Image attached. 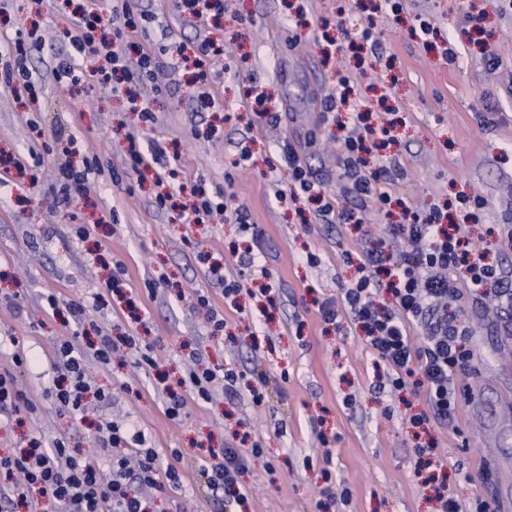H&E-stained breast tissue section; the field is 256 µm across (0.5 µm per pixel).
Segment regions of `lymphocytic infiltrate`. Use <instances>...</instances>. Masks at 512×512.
Returning <instances> with one entry per match:
<instances>
[{
  "label": "lymphocytic infiltrate",
  "instance_id": "lymphocytic-infiltrate-1",
  "mask_svg": "<svg viewBox=\"0 0 512 512\" xmlns=\"http://www.w3.org/2000/svg\"><path fill=\"white\" fill-rule=\"evenodd\" d=\"M151 20L141 8V0H120L105 12L81 9L68 15L63 37L69 49L57 65V79H69L74 86L85 81L118 95L126 83L153 79L159 68L175 72L191 64L199 69L198 79L206 80L202 67L219 54L214 42L196 40L192 47H178L167 61H159L155 50L133 39ZM29 52L24 36H16L11 43L12 62L0 66V84L10 87L20 100L38 97L27 65ZM393 129L391 122L372 124L359 113L340 140L345 178L341 190L356 199L355 207H336L293 151L288 154V187L276 190V197L307 198L317 203L320 216L335 217L340 224L359 226L366 212H386L392 205L391 187L399 174L397 166L388 165L384 155L394 139ZM164 153L159 145L152 153H145L139 137L127 135L121 164L110 168L108 177L116 183L153 170L156 159ZM191 192L198 201L191 211L180 212L184 223H199L204 213L228 212L242 232L259 239L256 226L249 224L240 210L229 209L222 197L206 195L199 184L192 186ZM482 205L480 197L458 196V220L450 224L439 208L420 210L401 202L402 222L387 227L393 249L373 243L365 246L351 287L343 289L340 299H327L318 308L322 321L334 328H341L346 320L361 326L367 345L385 368V384L391 393L405 391L423 398L425 410L405 415L404 421L413 431L414 452L419 467L424 469L433 467L437 456L438 442L429 436L431 426L457 430L459 412L470 398L459 381L474 367V329L452 312V305L467 292L478 299L493 297L499 308H512V270L485 262L463 229L464 224L477 222V210ZM384 291L391 293V304L380 302ZM415 325L424 330L417 341L411 336ZM124 347L134 352V367L149 373L158 370L152 346L140 337H99L90 355L72 337L59 344L57 356L66 374L50 389V397L70 417L82 419L86 393H94L100 400L106 397L103 390L90 386L87 357H94L107 369ZM241 378L235 368L223 365L190 370L179 380L177 390L167 391L164 412L169 419L179 420L187 400L210 401L217 387L225 398H238ZM98 432L99 455L108 456V469L100 468L98 455L70 447L61 438L48 441L37 435L28 449L0 456V472L22 477L23 485L17 493L20 501H27L36 492L60 512H144L138 489L155 487L162 477L173 487L182 483L188 464L181 449H170V461L162 470L156 450L136 428L112 421L99 427ZM261 453L256 443L246 455L235 448L225 449L220 460L202 468L208 488L222 491L225 504L237 510L245 506L248 495L242 491L239 478L246 468L247 455Z\"/></svg>",
  "mask_w": 512,
  "mask_h": 512
}]
</instances>
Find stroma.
I'll list each match as a JSON object with an SVG mask.
<instances>
[{"label": "stroma", "mask_w": 512, "mask_h": 512, "mask_svg": "<svg viewBox=\"0 0 512 512\" xmlns=\"http://www.w3.org/2000/svg\"><path fill=\"white\" fill-rule=\"evenodd\" d=\"M222 3L224 16L215 22L178 14L175 0H143L156 16L143 42L166 35L189 44L202 36L223 49L205 65L210 99H201L178 72L162 80L159 95L140 86V97L150 98L157 117L148 125L107 90L76 91L57 81L55 59L66 48L60 38L62 0H41L29 11L25 0H0V47L19 31L40 39L28 61L38 112L0 86V155L37 160L39 175L30 189L0 184V371H11L32 402L15 422L0 424V455L32 432L66 438L89 452L96 446V425L117 421L144 432L159 466L167 465L173 448L182 449L191 465L180 488L142 490L147 512H225L222 493L207 488L199 470L211 451L227 445L249 456L240 480L250 512H320V491L327 485L350 492L348 501L332 503L327 512H434L402 421L405 407L390 392L375 390L376 359L360 328L348 322L340 331H326L318 313L320 302L349 287L366 240L385 238L388 220L369 212L359 230L327 223L291 200L277 199L263 170L268 159L280 162L287 143L328 191L338 193L342 153L323 102L336 94L337 72L348 73L354 90L346 110L379 113L388 105L398 112L390 153L404 177L396 192L426 207L459 194L481 197L479 245L490 260L512 267V251L503 252L493 233L512 209V13L502 11L499 0H403L397 18L379 16L380 0ZM342 15L355 27L374 16L379 48L338 50L336 22ZM419 16L431 21L439 44L454 42L456 63L442 58L439 44L426 47L408 37ZM485 51L502 58L498 73H486ZM253 82L291 112L290 122L253 123L245 97ZM32 119L43 136L30 132ZM130 132L139 134L146 150L153 141L163 142L172 155L171 185L200 179L208 191L225 190L229 207L244 208L263 233L258 262L270 272L268 291L241 274L243 292L237 301L225 300L217 276L240 274L239 225L220 216L205 224L178 223L135 179L115 185L93 173L88 198L59 203L52 187L61 149L70 148L77 164L94 156L101 165H117ZM245 147L254 159L246 168L237 164ZM279 177H288L281 162ZM110 209L116 222L100 223ZM99 240L111 248L107 259L93 252ZM310 252L319 265H308ZM116 261L127 270V294L139 316L130 318L123 303L108 301L90 310L83 325L88 336L103 325L115 336H141L173 381L191 367L192 351L206 367L231 364L274 377L284 371L288 381L280 394L258 407L249 393L233 401L219 393L207 403L189 402L176 423L165 416L152 376L129 365H94L92 382L111 388V399L88 401L85 421L63 415L47 391L60 369L56 344L72 330L48 315L46 297L91 304L104 291L106 263ZM201 295L223 316V330L213 331L207 309L197 308ZM459 312L474 328L476 353L475 369L462 384L483 405H463L459 433L436 431L438 453L462 501L488 497L480 471L491 455L501 477L498 489L512 498V413L502 411L512 402V335L498 308L475 305L466 295ZM20 349L37 358L36 367L14 366ZM240 428L260 442L263 456L249 455L248 445L235 436ZM321 432L332 438L327 465L316 459ZM326 468L332 473L328 483Z\"/></svg>", "instance_id": "stroma-1"}]
</instances>
